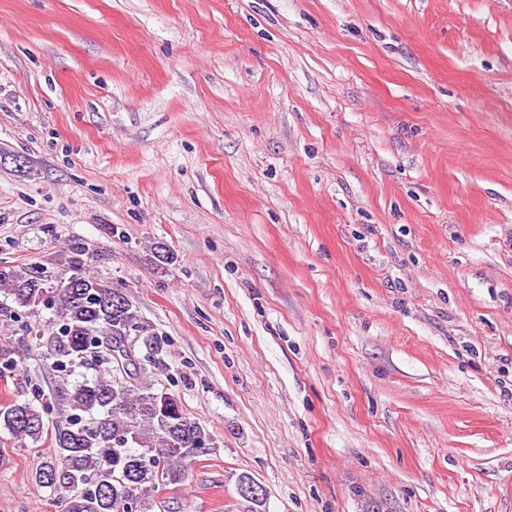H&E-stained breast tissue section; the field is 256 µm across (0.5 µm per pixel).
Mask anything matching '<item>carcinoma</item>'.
<instances>
[{"instance_id": "obj_1", "label": "carcinoma", "mask_w": 512, "mask_h": 512, "mask_svg": "<svg viewBox=\"0 0 512 512\" xmlns=\"http://www.w3.org/2000/svg\"><path fill=\"white\" fill-rule=\"evenodd\" d=\"M82 251L73 249L70 275L42 282L35 268L6 267L0 276V317L18 308L53 311L51 367H85L95 375L65 386L54 400L70 411L55 435L56 457L40 467L36 480L61 499L63 512H151L152 492L161 485H181L200 455L193 440L212 438L183 410L179 399L147 368L168 370V341L157 335L129 299L110 304L116 289L83 273ZM127 336L129 352L144 347L139 362L119 363L112 356V331ZM53 400L36 393L0 405V429L22 441L36 440Z\"/></svg>"}]
</instances>
